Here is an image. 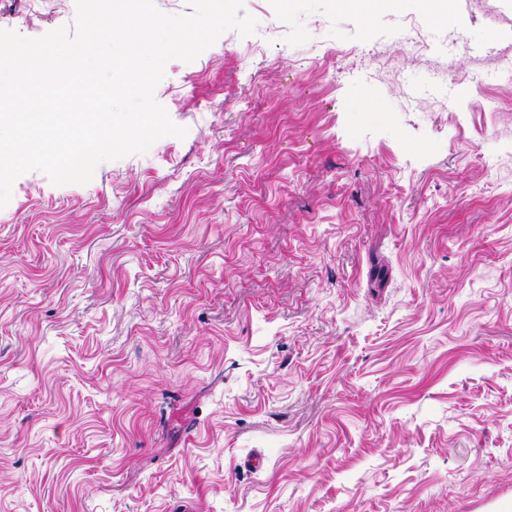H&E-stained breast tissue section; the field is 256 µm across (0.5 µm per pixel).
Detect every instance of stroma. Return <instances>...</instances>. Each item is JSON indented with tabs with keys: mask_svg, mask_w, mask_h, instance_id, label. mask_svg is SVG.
Instances as JSON below:
<instances>
[{
	"mask_svg": "<svg viewBox=\"0 0 512 512\" xmlns=\"http://www.w3.org/2000/svg\"><path fill=\"white\" fill-rule=\"evenodd\" d=\"M242 11L288 46L170 61L184 138L0 209V512H498L512 0Z\"/></svg>",
	"mask_w": 512,
	"mask_h": 512,
	"instance_id": "35a3bbf8",
	"label": "stroma"
}]
</instances>
